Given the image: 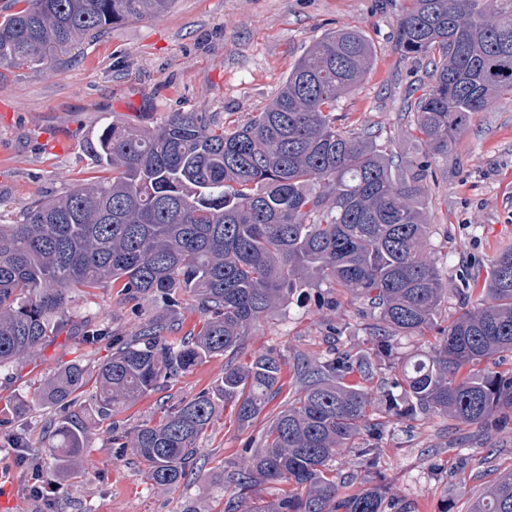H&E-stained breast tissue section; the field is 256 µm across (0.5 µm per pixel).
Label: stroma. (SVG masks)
Instances as JSON below:
<instances>
[{"label": "stroma", "mask_w": 512, "mask_h": 512, "mask_svg": "<svg viewBox=\"0 0 512 512\" xmlns=\"http://www.w3.org/2000/svg\"><path fill=\"white\" fill-rule=\"evenodd\" d=\"M404 0H175L161 20L131 19L66 52L36 64L0 72V224H8L34 200L64 194L77 180L102 172L85 146L110 117L151 127L171 112H207L220 123H244L276 96L283 78L304 50L339 28L358 30L373 46L370 72L336 103L341 126L373 133L379 149L415 162L424 145L415 131L414 101L429 79L421 63L401 58L393 34ZM432 226L431 254L445 286L448 305L459 306V275L474 258H491L512 243V96L491 102L472 116L448 159L427 177ZM327 288L311 291L310 302H283L247 336L246 357L274 352L286 361L285 389H293L297 359L316 366L334 349L367 354L373 348L369 309L337 294L320 305ZM76 322L97 326L92 345L59 335L26 363L0 373V397L24 403L34 380L78 361L93 366L112 353V342L135 334L158 314L149 301L126 302L116 289L77 294ZM430 336L395 341L391 360L375 364V388L395 377L397 366L430 348ZM225 359L215 356L160 387L115 416L84 420L86 452L73 464L52 502L34 501L33 469L49 471L53 459L45 423L60 420L59 406L29 407L24 417L0 409V481L10 495L0 512H224L232 473L250 461L247 442H259L281 410L275 398L252 423L221 414L201 440L197 474L176 490L151 486L131 449L112 445L113 430L129 431L156 417L165 403L214 389ZM25 431L31 445L11 441ZM363 441L338 452L334 467L348 490L380 487L387 501L411 504L416 512H466L470 501L512 470V419L483 425L426 417L387 421L375 458L363 456Z\"/></svg>", "instance_id": "stroma-1"}]
</instances>
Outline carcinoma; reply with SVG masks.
<instances>
[{
	"mask_svg": "<svg viewBox=\"0 0 512 512\" xmlns=\"http://www.w3.org/2000/svg\"><path fill=\"white\" fill-rule=\"evenodd\" d=\"M0 19V69L39 62L47 53L128 19L164 18L174 0H14ZM395 44L406 58L428 57L427 92L416 104L426 152L413 165L382 153L366 132L337 125L336 101L369 71L374 49L351 28L310 45L273 101L249 121L221 127L205 112H172L139 129L108 121L89 148L112 176L76 183L0 224V370L32 358L71 321L76 293L118 287L132 300L161 302V313L112 346L90 371L80 362L37 387L42 403L89 407L100 419L126 410L207 358L228 357L218 395L239 423L256 419L282 392L286 362L267 353L236 361L251 330L302 288H339L375 312L373 354L337 351L322 364L300 362V388L288 394L250 464L232 476L224 512L250 499V512H412L378 487L343 494L333 461L365 434L372 397L344 382L371 374L392 356L398 336L435 332L425 359L409 360L380 391L399 420L435 415L486 423L512 411V369L491 368L512 354V245L460 276L461 312L441 320L448 301L442 273L426 251L424 176L448 160L471 116L512 94V0H407ZM480 302L469 306L474 287ZM204 318L195 336L176 330L182 295ZM407 387V396L394 392ZM217 404L200 391L129 432L150 485L178 487L196 465ZM49 448L63 478L85 448L73 417L53 424ZM277 484V498L257 488ZM468 512H512V471L472 500Z\"/></svg>",
	"mask_w": 512,
	"mask_h": 512,
	"instance_id": "cac0c4a2",
	"label": "carcinoma"
}]
</instances>
